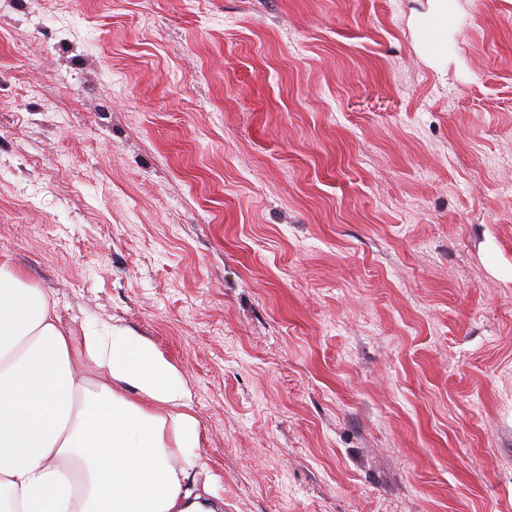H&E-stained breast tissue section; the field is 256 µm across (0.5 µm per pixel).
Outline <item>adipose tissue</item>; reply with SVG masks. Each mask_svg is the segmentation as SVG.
<instances>
[{"mask_svg":"<svg viewBox=\"0 0 512 512\" xmlns=\"http://www.w3.org/2000/svg\"><path fill=\"white\" fill-rule=\"evenodd\" d=\"M200 447L182 376L148 338L62 326L0 261V512H224L191 486Z\"/></svg>","mask_w":512,"mask_h":512,"instance_id":"obj_1","label":"adipose tissue"}]
</instances>
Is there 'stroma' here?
<instances>
[{
    "mask_svg": "<svg viewBox=\"0 0 512 512\" xmlns=\"http://www.w3.org/2000/svg\"><path fill=\"white\" fill-rule=\"evenodd\" d=\"M432 9L0 0V258L179 370L224 512H512V0Z\"/></svg>",
    "mask_w": 512,
    "mask_h": 512,
    "instance_id": "1",
    "label": "stroma"
}]
</instances>
